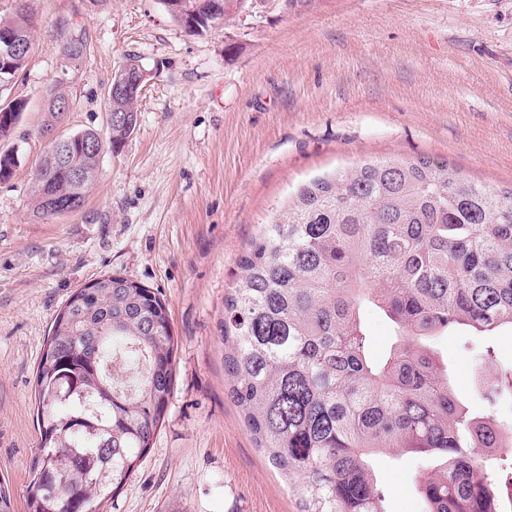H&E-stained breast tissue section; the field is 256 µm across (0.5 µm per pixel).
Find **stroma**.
<instances>
[{"label": "stroma", "mask_w": 512, "mask_h": 512, "mask_svg": "<svg viewBox=\"0 0 512 512\" xmlns=\"http://www.w3.org/2000/svg\"><path fill=\"white\" fill-rule=\"evenodd\" d=\"M30 4L34 45L4 92L27 107L0 140L20 156L0 183V486L25 512L45 337L75 288L118 273L166 302L176 368L153 445L106 512H296L228 394L219 322L239 258L301 187L363 162L444 159L512 189V0H255L200 32L159 0ZM69 28L94 51L67 74L57 133L105 131L104 89L127 55L150 77L135 132L104 152L84 207L41 220L30 178ZM437 349L458 397L478 404L469 338ZM373 467L387 512H420L416 457L381 454Z\"/></svg>", "instance_id": "stroma-1"}]
</instances>
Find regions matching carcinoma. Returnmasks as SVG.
<instances>
[{"label": "carcinoma", "instance_id": "obj_1", "mask_svg": "<svg viewBox=\"0 0 512 512\" xmlns=\"http://www.w3.org/2000/svg\"><path fill=\"white\" fill-rule=\"evenodd\" d=\"M248 0H185L198 28ZM27 4L0 18V32L27 39ZM84 29L58 46L63 68L86 60ZM28 54L0 67V89ZM141 88L104 97L122 117L100 134L66 135L68 159L31 178L43 220L82 208L98 177L85 142L118 150L138 123ZM0 139L17 128L25 102L0 101ZM18 156L0 151V182ZM224 297L221 339L229 394L257 447L294 487L298 512H385L372 459L401 452L425 463L416 491L422 512H512V368L480 382L483 409L463 403L436 340L453 330L491 336L512 330V192L498 193L444 161L389 158L312 180L264 225L240 257ZM378 308L395 341L371 357L360 311ZM174 336L159 293L120 274L78 288L56 315L36 370L40 453L31 467L28 512H104L140 465L161 427L175 372Z\"/></svg>", "mask_w": 512, "mask_h": 512}]
</instances>
